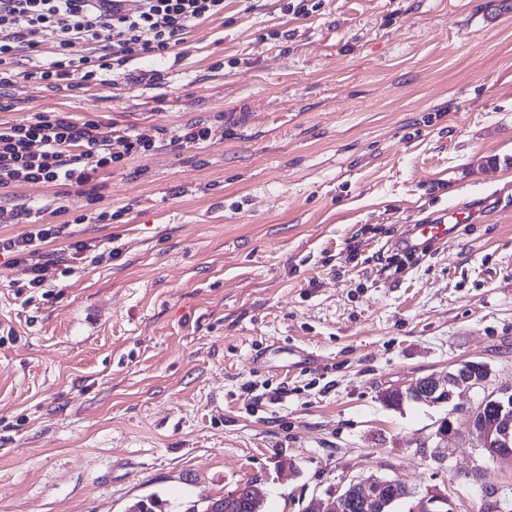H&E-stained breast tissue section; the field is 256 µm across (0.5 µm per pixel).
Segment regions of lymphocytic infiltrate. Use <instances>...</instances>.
Instances as JSON below:
<instances>
[{"mask_svg":"<svg viewBox=\"0 0 512 512\" xmlns=\"http://www.w3.org/2000/svg\"><path fill=\"white\" fill-rule=\"evenodd\" d=\"M223 13L224 0H0V90L17 78L15 57L22 50L50 54L32 77L51 89L70 86L76 77L95 84L108 75L158 85L162 72L134 67V60L169 53L201 22ZM76 42L86 46L85 55L70 54ZM212 138L203 120L149 135L64 111L36 113L0 122V190L30 183L81 186L123 156L148 157ZM116 142L121 152L113 151ZM20 213L30 230L0 240V252L10 264L27 265L29 287L43 288L59 264L45 251L58 231L45 223L44 208L24 206Z\"/></svg>","mask_w":512,"mask_h":512,"instance_id":"f902f5d3","label":"lymphocytic infiltrate"}]
</instances>
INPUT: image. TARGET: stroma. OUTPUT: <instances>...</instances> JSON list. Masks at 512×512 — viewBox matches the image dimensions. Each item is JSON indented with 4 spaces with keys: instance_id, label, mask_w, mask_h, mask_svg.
Here are the masks:
<instances>
[{
    "instance_id": "obj_1",
    "label": "stroma",
    "mask_w": 512,
    "mask_h": 512,
    "mask_svg": "<svg viewBox=\"0 0 512 512\" xmlns=\"http://www.w3.org/2000/svg\"><path fill=\"white\" fill-rule=\"evenodd\" d=\"M179 51L136 62L162 86L62 91L23 55L0 96V122L220 130L80 187L0 195V238L26 230L16 205L58 198L49 252H110L45 290L0 257V512L174 506L251 479L264 512H304L370 475L411 490L394 512L430 491L477 512L480 485L512 487L471 436L482 391L382 395L471 360L512 389V0H224ZM486 196L479 221L389 266L409 225ZM102 209L111 223H77ZM442 425H446L448 428V434L436 431L433 436L437 439L435 446L431 450L430 457L438 465L439 469L447 468L451 456L453 454V448H448V436H451L454 432L453 422L450 419V425L448 427V421L444 420Z\"/></svg>"
}]
</instances>
